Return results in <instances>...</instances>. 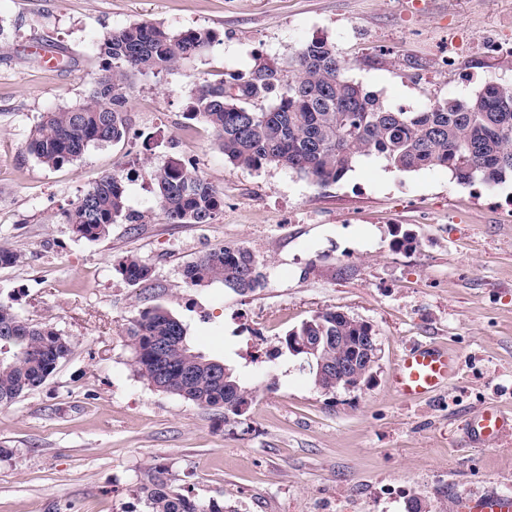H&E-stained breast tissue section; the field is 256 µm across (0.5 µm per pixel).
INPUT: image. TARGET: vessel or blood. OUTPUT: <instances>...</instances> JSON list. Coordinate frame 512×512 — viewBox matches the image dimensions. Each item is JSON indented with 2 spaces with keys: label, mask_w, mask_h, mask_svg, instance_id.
Instances as JSON below:
<instances>
[{
  "label": "vessel or blood",
  "mask_w": 512,
  "mask_h": 512,
  "mask_svg": "<svg viewBox=\"0 0 512 512\" xmlns=\"http://www.w3.org/2000/svg\"><path fill=\"white\" fill-rule=\"evenodd\" d=\"M459 359L447 349L422 345L407 350L392 375L396 394L405 399H426L453 377ZM468 442L492 447L512 436V416L496 405L477 409L462 426ZM456 512H512V496L490 492L478 497L458 496Z\"/></svg>",
  "instance_id": "vessel-or-blood-1"
}]
</instances>
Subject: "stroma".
Segmentation results:
<instances>
[{
    "mask_svg": "<svg viewBox=\"0 0 512 512\" xmlns=\"http://www.w3.org/2000/svg\"><path fill=\"white\" fill-rule=\"evenodd\" d=\"M133 23L218 39L173 71L132 76L129 139L45 167L27 149L32 130L83 99L103 66L95 43ZM315 38L394 109L512 83V57L491 49L512 41V0H0V250L21 256L0 267V303L72 344L40 388L0 405V512H146L139 488L154 473L223 512H452L461 494L512 495V437L483 448L461 431L486 403L512 413V180L461 185L444 168L402 173L369 157L317 185L284 166L237 167L185 117L199 86L287 68ZM452 40L463 44L454 66ZM184 161L224 195L212 223L121 222L97 241L65 224L113 171L128 176L129 209H156L146 167ZM406 230L413 246L397 243ZM233 245L263 261L262 288L186 285L189 262ZM129 255L149 281L124 280ZM155 305L252 390L243 415L134 374L125 330ZM330 308L377 334L367 387L323 392L279 349ZM417 344L448 348L460 371L406 400L391 377Z\"/></svg>",
    "mask_w": 512,
    "mask_h": 512,
    "instance_id": "obj_1",
    "label": "stroma"
}]
</instances>
